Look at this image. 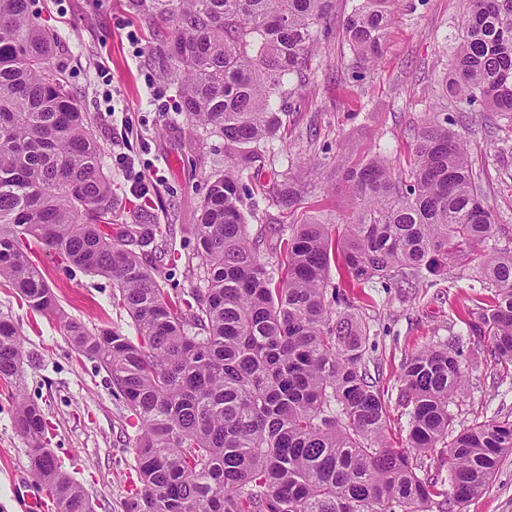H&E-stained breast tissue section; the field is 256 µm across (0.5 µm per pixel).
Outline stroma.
Listing matches in <instances>:
<instances>
[{"label":"stroma","instance_id":"35a3bbf8","mask_svg":"<svg viewBox=\"0 0 512 512\" xmlns=\"http://www.w3.org/2000/svg\"><path fill=\"white\" fill-rule=\"evenodd\" d=\"M362 0H332L327 34L318 36L306 83L286 100V139L261 142L262 164L298 174L310 161L318 169L306 179L295 212L274 200L244 207L251 237L259 252L276 263V239L269 226H288L309 215L333 224L347 209L337 157L355 163L375 153L404 158L411 148V128L428 111L427 86L451 65L468 0H399L389 26L383 56L370 77L353 81L354 57L343 23ZM32 15L51 27L58 47L53 60L63 65L84 111L89 112L105 148L103 166L114 185L117 206L131 224L173 225L168 250L188 255L197 209L209 176L223 169L224 143L188 121L178 110V93L167 74L161 22L130 13L126 0H28ZM112 73L111 88L96 74L98 65ZM132 118L127 146L156 174L147 197L132 194L112 166V119L107 105ZM507 118L494 112L469 117L468 150L483 172L484 197L512 242V139L502 129ZM33 260L55 291L62 317L88 327L129 330L125 312L112 305V283L63 263L57 255L35 250ZM480 263L470 258L447 272L427 275L419 288L406 291L391 281H374L348 297L369 333V371L388 393L392 437L406 434L408 418L397 404L401 368L412 353L433 344L458 343L469 363L467 391L449 409L454 430L491 418H512V375L503 372L482 339L469 335L457 318L460 307L487 303L480 283ZM0 314L18 327L26 359L20 387L38 404L52 425L49 446L62 469L82 484L95 512H130L134 490V432L129 411L97 360L77 355L65 336L61 317L34 314L13 290L0 286ZM15 404L0 384V512H25L27 501L42 497L29 467L30 449L13 423ZM462 512H512V457Z\"/></svg>","mask_w":512,"mask_h":512}]
</instances>
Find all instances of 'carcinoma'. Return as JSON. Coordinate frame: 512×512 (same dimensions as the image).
I'll return each instance as SVG.
<instances>
[{
  "label": "carcinoma",
  "instance_id": "cac0c4a2",
  "mask_svg": "<svg viewBox=\"0 0 512 512\" xmlns=\"http://www.w3.org/2000/svg\"><path fill=\"white\" fill-rule=\"evenodd\" d=\"M332 0H127L137 16L168 24L169 75L180 109L238 156L208 183L187 257L203 283L167 294L150 270L166 229L118 224L104 148L74 90L53 62L54 35L28 0H0V285L31 310L59 312L58 298L27 254L34 243L73 266L112 280L120 327L66 320L79 354L99 361L129 408L136 441L132 512H462L512 454V420H486L452 434L450 403L465 391L466 360L449 344L408 357L398 389L407 411L406 446L387 440L385 394L366 365L367 330L340 290L397 279L413 287L423 272L479 251L492 288L487 305L463 323L512 366V249L491 242L495 216L454 126L467 113L512 121V0H469L463 34L437 95L455 99L413 129L404 164L374 154L342 165L348 216L270 228L283 243L285 272L274 278L241 208L252 145L283 128L272 100L307 68ZM395 0H363L345 38L363 65L379 58ZM272 191L298 205L299 179ZM24 350L0 314V382L21 380ZM14 424L30 466L58 512H93L83 486L48 448L43 410L21 390ZM448 447V478L418 473L414 457Z\"/></svg>",
  "mask_w": 512,
  "mask_h": 512
}]
</instances>
